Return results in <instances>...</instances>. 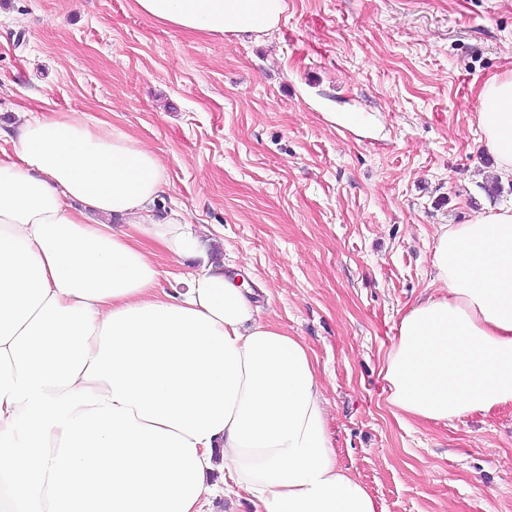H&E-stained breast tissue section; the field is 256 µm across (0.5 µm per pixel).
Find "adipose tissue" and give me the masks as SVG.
Here are the masks:
<instances>
[{
  "label": "adipose tissue",
  "instance_id": "ef3b65f1",
  "mask_svg": "<svg viewBox=\"0 0 512 512\" xmlns=\"http://www.w3.org/2000/svg\"><path fill=\"white\" fill-rule=\"evenodd\" d=\"M160 24L266 33L284 0H135ZM477 131L512 178V75L480 86ZM0 512H202L210 472L255 512H378L342 468L317 364L206 264L178 295L157 252L203 257L156 218L159 156L73 109L0 129ZM435 293L402 315L382 368L403 417L512 403V207L438 225Z\"/></svg>",
  "mask_w": 512,
  "mask_h": 512
}]
</instances>
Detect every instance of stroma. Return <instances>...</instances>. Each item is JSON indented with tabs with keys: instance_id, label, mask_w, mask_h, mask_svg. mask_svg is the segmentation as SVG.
Returning a JSON list of instances; mask_svg holds the SVG:
<instances>
[{
	"instance_id": "stroma-1",
	"label": "stroma",
	"mask_w": 512,
	"mask_h": 512,
	"mask_svg": "<svg viewBox=\"0 0 512 512\" xmlns=\"http://www.w3.org/2000/svg\"><path fill=\"white\" fill-rule=\"evenodd\" d=\"M512 72V0H286L237 38L166 27L135 0H0V123L81 109L166 166L158 214L249 267L261 315L318 364L339 463L378 512H512V403L451 423L386 400L402 314L432 290L437 225L491 196L477 92ZM370 112L378 137L325 118Z\"/></svg>"
}]
</instances>
